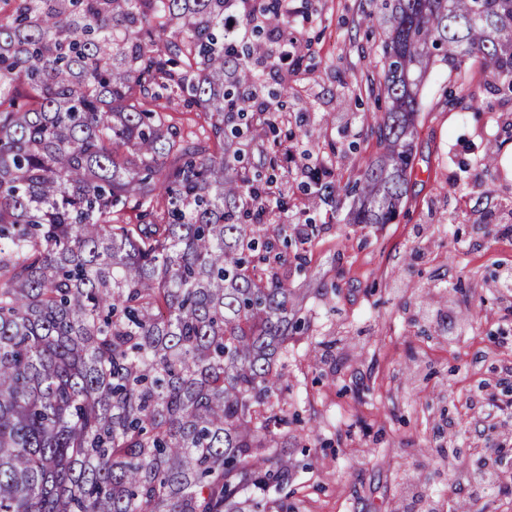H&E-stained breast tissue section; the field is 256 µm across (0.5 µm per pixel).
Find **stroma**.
<instances>
[{
    "instance_id": "obj_1",
    "label": "stroma",
    "mask_w": 512,
    "mask_h": 512,
    "mask_svg": "<svg viewBox=\"0 0 512 512\" xmlns=\"http://www.w3.org/2000/svg\"><path fill=\"white\" fill-rule=\"evenodd\" d=\"M371 9L309 0L290 24L304 62L290 78L289 143L333 153L343 182L378 152L367 128L379 111L359 92L362 74L381 66ZM420 105L417 174L394 223L348 225L346 200L333 214L307 207L296 162L282 163L287 205L270 221L319 224L306 274L325 287L308 302L310 336L288 356L293 432L307 452L290 485L300 512H426L431 500L442 512H512L501 493L476 503L449 492L453 474L431 452L448 412L467 444L485 445L491 428L471 393L512 365V315L494 286L512 265V243L494 231L512 224V101L477 72L438 63ZM439 310L457 340L430 320Z\"/></svg>"
}]
</instances>
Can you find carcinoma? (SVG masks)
Segmentation results:
<instances>
[{"label": "carcinoma", "mask_w": 512, "mask_h": 512, "mask_svg": "<svg viewBox=\"0 0 512 512\" xmlns=\"http://www.w3.org/2000/svg\"><path fill=\"white\" fill-rule=\"evenodd\" d=\"M370 2L379 152L342 187L307 166L355 225L400 214L431 59L512 100V0ZM272 27L279 0H0V512H290L317 229L266 223L281 159L245 160L288 113L252 67Z\"/></svg>", "instance_id": "1"}]
</instances>
